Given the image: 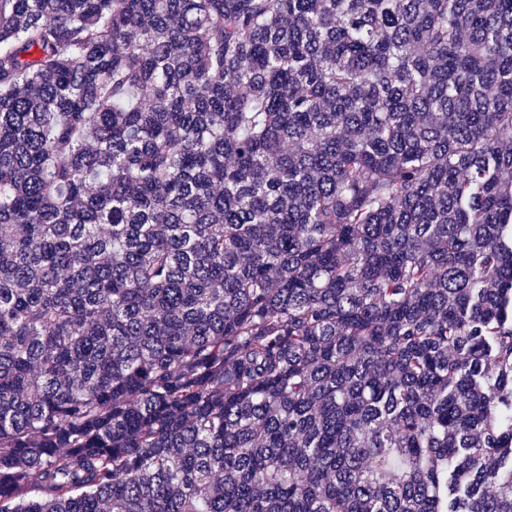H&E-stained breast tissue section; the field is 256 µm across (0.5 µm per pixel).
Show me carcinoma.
<instances>
[{
  "label": "carcinoma",
  "mask_w": 512,
  "mask_h": 512,
  "mask_svg": "<svg viewBox=\"0 0 512 512\" xmlns=\"http://www.w3.org/2000/svg\"><path fill=\"white\" fill-rule=\"evenodd\" d=\"M0 512H512V0H0Z\"/></svg>",
  "instance_id": "cac0c4a2"
}]
</instances>
